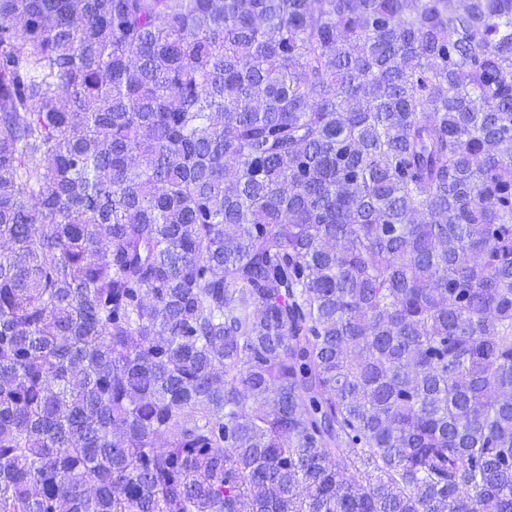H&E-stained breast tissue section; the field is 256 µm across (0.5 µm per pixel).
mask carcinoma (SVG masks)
<instances>
[{
	"label": "carcinoma",
	"mask_w": 512,
	"mask_h": 512,
	"mask_svg": "<svg viewBox=\"0 0 512 512\" xmlns=\"http://www.w3.org/2000/svg\"><path fill=\"white\" fill-rule=\"evenodd\" d=\"M0 240V512H512V0H0Z\"/></svg>",
	"instance_id": "obj_1"
}]
</instances>
